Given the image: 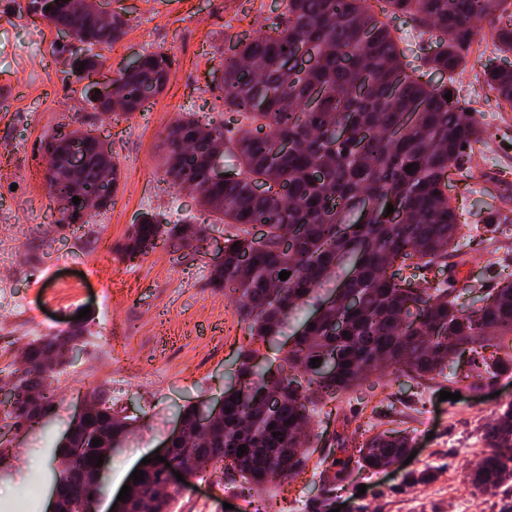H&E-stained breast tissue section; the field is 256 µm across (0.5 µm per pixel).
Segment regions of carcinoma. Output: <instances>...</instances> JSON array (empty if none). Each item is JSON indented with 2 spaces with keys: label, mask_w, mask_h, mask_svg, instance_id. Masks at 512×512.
Returning a JSON list of instances; mask_svg holds the SVG:
<instances>
[{
  "label": "carcinoma",
  "mask_w": 512,
  "mask_h": 512,
  "mask_svg": "<svg viewBox=\"0 0 512 512\" xmlns=\"http://www.w3.org/2000/svg\"><path fill=\"white\" fill-rule=\"evenodd\" d=\"M282 6L271 33L238 35L224 53V111L236 117V132L228 136L224 126L203 125L191 114L171 125L166 137L173 182L195 192L204 209L231 228L210 283L238 293L237 312L252 339L266 343L289 314L314 306L274 359L258 360L257 348L239 354L234 386L224 392L231 411L206 424L198 422L194 406L179 412L189 439L177 445V458L226 489L249 491L305 470L314 410L372 376L398 373L429 382L463 375L479 384L512 370V272L468 308L431 277L457 251L465 212L464 202L448 195L449 175L468 168L483 139L475 115L444 95L454 91L477 41L473 20L490 19L497 50L504 57L512 53L508 0H282ZM26 11L65 28L90 50L118 41L127 25L115 16L112 36L101 34L93 22L95 0H27ZM392 18L410 20L422 36L438 33L436 45L417 56L419 63L409 61L394 38ZM299 46L318 57L308 73L295 63ZM170 69L165 55L150 52L112 80V100L90 87L84 92L107 112L130 114L147 99L146 91L154 96L164 90ZM428 70L448 73V83L423 80ZM484 81L512 106L511 63H488ZM274 139L294 148L276 152ZM218 143L236 160L235 180L202 177L210 147ZM108 168L114 192L120 174L112 159L99 155L93 167L74 173L61 157L46 174L49 193L65 202L80 183L89 195L99 170ZM254 224L265 226L261 241L251 232ZM207 232L203 221L161 224L145 213L117 252L130 262L163 237L188 246ZM287 236L298 241L296 251L282 245ZM343 267L349 272L334 298L323 300L324 284ZM283 270L290 273L285 281L279 279ZM83 332L77 326L21 348V367L8 371L5 381L18 401L0 406L6 427L34 423L50 407L47 376L69 362ZM487 348L494 354L474 357ZM467 352L473 357L464 372L460 359ZM313 358L321 359L315 368ZM130 426L102 389L72 429L79 445L90 448L96 438L110 451ZM484 438L489 451L471 482L479 493L493 495L512 486V403L497 409ZM240 445L246 446L241 457ZM408 447L407 430L389 428L356 448L334 449L324 458L329 488L312 500L310 512H330L329 493L354 469L379 471ZM61 456V478L93 465L87 453L64 448ZM179 496L166 488L163 471H149L131 488L130 512H171Z\"/></svg>",
  "instance_id": "cac0c4a2"
}]
</instances>
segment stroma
<instances>
[{
  "instance_id": "1",
  "label": "stroma",
  "mask_w": 512,
  "mask_h": 512,
  "mask_svg": "<svg viewBox=\"0 0 512 512\" xmlns=\"http://www.w3.org/2000/svg\"><path fill=\"white\" fill-rule=\"evenodd\" d=\"M25 3L0 0V370L18 360L34 319L56 334L80 320L85 331L70 365L51 374V409L0 440V512H16L17 491L26 484L37 492L23 512H48L61 468L57 450L100 387L135 420L101 474L98 508L109 512L132 472L177 428L179 409L221 400L233 383L240 349L250 344L235 299L210 283L224 245L219 219H211L197 246L162 241L130 264L118 259L114 246L144 212L165 221L199 216L197 195L173 186L165 172L167 129L189 113L203 122L227 120L219 67L224 36L266 31L282 8L280 0H101L104 10L127 22L119 42L98 49L104 79L148 52L165 54L172 63L165 89L126 117L102 111L86 97L71 70L79 45L63 48L56 29L27 15ZM479 26L484 39L469 54L456 95L465 110L480 111L485 141L451 192L467 197L470 226H484L494 212L506 221L490 237L461 239L457 256L448 260L460 278L455 291L468 304L512 272V111L482 95L484 66L496 47L487 21ZM174 102L178 111H168ZM75 128L109 145L120 181L109 208L92 213L88 223L61 224L47 187L44 143ZM84 308L85 318L79 315ZM443 390L451 399L440 400ZM510 401L512 375L499 378L491 391L472 390L465 380L423 389L404 376L369 378L313 415L315 443L333 448L342 439L355 447L387 429L395 410L411 433L415 456L397 468L353 471L334 491L336 504L355 512H500L512 489L481 495L469 475L488 451L484 429L493 409ZM423 471L431 479L405 483V473ZM325 487L321 469L311 466L258 497L202 481L173 510L307 512L309 500Z\"/></svg>"
}]
</instances>
